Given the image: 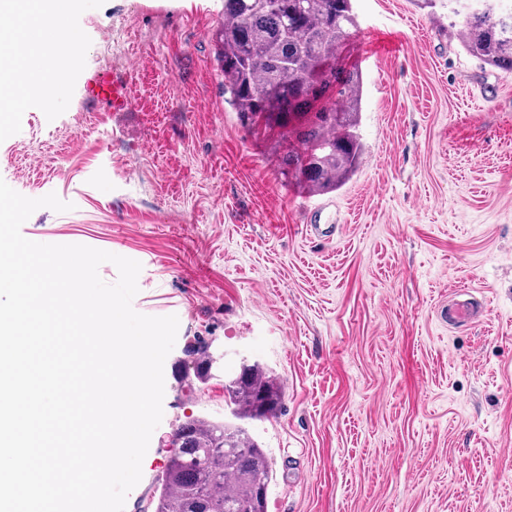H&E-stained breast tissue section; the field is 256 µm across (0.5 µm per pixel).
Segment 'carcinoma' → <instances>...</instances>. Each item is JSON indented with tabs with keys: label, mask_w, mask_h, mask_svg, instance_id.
Returning a JSON list of instances; mask_svg holds the SVG:
<instances>
[{
	"label": "carcinoma",
	"mask_w": 512,
	"mask_h": 512,
	"mask_svg": "<svg viewBox=\"0 0 512 512\" xmlns=\"http://www.w3.org/2000/svg\"><path fill=\"white\" fill-rule=\"evenodd\" d=\"M353 0H224V93L245 126L278 134L284 174L310 194L341 187L356 171L363 92L359 69L339 49L357 32ZM506 0H422L448 9L471 56L512 72V10ZM217 359L204 350L185 379L206 380ZM282 387L258 363L224 380L230 416L179 424V443L157 479L151 512H265L271 467L247 424L275 417Z\"/></svg>",
	"instance_id": "carcinoma-1"
}]
</instances>
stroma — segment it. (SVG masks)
Instances as JSON below:
<instances>
[{
	"mask_svg": "<svg viewBox=\"0 0 512 512\" xmlns=\"http://www.w3.org/2000/svg\"><path fill=\"white\" fill-rule=\"evenodd\" d=\"M354 7L402 48L340 51L363 73V153L333 193L289 181L225 103L224 0H73L61 89L0 114V179L74 205L37 209L23 236L138 261L134 310L179 319L125 512H145L184 416L224 415L223 376L182 378L205 344L283 385L276 417L249 425L266 512H512V72L413 0ZM99 69L129 111L84 100ZM313 200L332 235L306 233ZM462 289L481 313L452 328Z\"/></svg>",
	"mask_w": 512,
	"mask_h": 512,
	"instance_id": "obj_1",
	"label": "stroma"
}]
</instances>
